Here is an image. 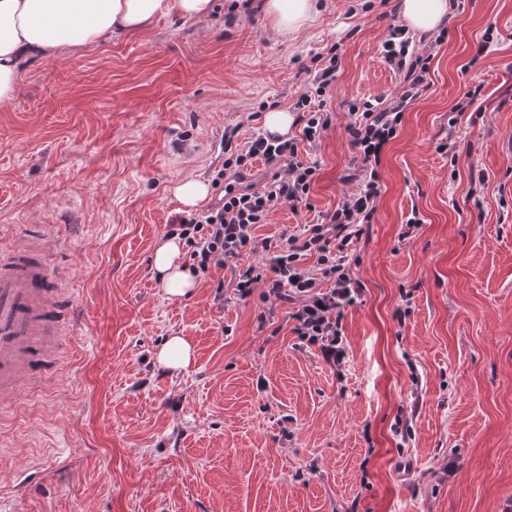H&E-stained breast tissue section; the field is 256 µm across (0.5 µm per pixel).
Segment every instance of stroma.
Returning a JSON list of instances; mask_svg holds the SVG:
<instances>
[{"label":"stroma","mask_w":512,"mask_h":512,"mask_svg":"<svg viewBox=\"0 0 512 512\" xmlns=\"http://www.w3.org/2000/svg\"><path fill=\"white\" fill-rule=\"evenodd\" d=\"M262 2L35 61L0 107V246L54 225L77 308L52 382L0 404V512H512V0H448L428 87L382 153L339 371L229 269L181 301L150 269L179 214L170 186L223 163L225 126L246 139L262 103L292 109L317 54L337 47L339 67L331 128L298 144L318 166L309 205L278 207L258 238L358 191L346 103L400 95L381 54L399 0H315L292 37ZM173 334L195 350L179 371L155 358Z\"/></svg>","instance_id":"1"}]
</instances>
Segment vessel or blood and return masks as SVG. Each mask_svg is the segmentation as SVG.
Masks as SVG:
<instances>
[{
    "label": "vessel or blood",
    "mask_w": 512,
    "mask_h": 512,
    "mask_svg": "<svg viewBox=\"0 0 512 512\" xmlns=\"http://www.w3.org/2000/svg\"><path fill=\"white\" fill-rule=\"evenodd\" d=\"M51 225L41 224L0 249V403L21 381L39 384L56 371L75 318L69 272L51 264Z\"/></svg>",
    "instance_id": "1"
}]
</instances>
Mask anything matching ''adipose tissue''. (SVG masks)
I'll return each instance as SVG.
<instances>
[{"mask_svg": "<svg viewBox=\"0 0 512 512\" xmlns=\"http://www.w3.org/2000/svg\"><path fill=\"white\" fill-rule=\"evenodd\" d=\"M213 0H0V106L14 97L25 66L91 46L118 32L148 31L162 14L200 19L212 12ZM401 16L417 32L435 30L448 13V0H401ZM265 11L276 33H298L312 21L313 0H266ZM183 243L159 239L151 269L170 299L190 298L196 288L180 261Z\"/></svg>", "mask_w": 512, "mask_h": 512, "instance_id": "obj_1", "label": "adipose tissue"}]
</instances>
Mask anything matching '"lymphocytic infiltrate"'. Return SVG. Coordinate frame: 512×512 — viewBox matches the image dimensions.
<instances>
[{"mask_svg":"<svg viewBox=\"0 0 512 512\" xmlns=\"http://www.w3.org/2000/svg\"><path fill=\"white\" fill-rule=\"evenodd\" d=\"M382 54L399 75L402 92L390 104L378 99L349 104L352 120L346 132L357 151L356 171L364 182L358 193L345 197L321 222L308 225L303 235L284 234L275 244L255 235L256 226L267 223L277 207L295 210L308 202L317 168L299 159L297 143L320 140L332 124L326 95L338 68V54L333 51L314 76V93L302 94L294 105L295 122L302 127L300 139L261 133L242 145L239 126L225 127L226 158L221 168L213 170L211 180L220 193L218 201L204 211L177 217L166 227L167 235L184 241L192 273L230 268L235 290L243 297L255 293L258 283H265L261 300L288 304V318L301 344L318 347L326 362L337 367L346 357L343 312L361 295L346 254L374 219L381 194V154L396 138L406 108L425 90L429 69L428 55L416 48L404 25H389ZM259 159L276 168L260 189L245 183L243 175ZM267 251L272 254L268 264L240 266L243 254ZM312 255L317 258L315 265L305 266V257Z\"/></svg>","mask_w":512,"mask_h":512,"instance_id":"1","label":"lymphocytic infiltrate"}]
</instances>
